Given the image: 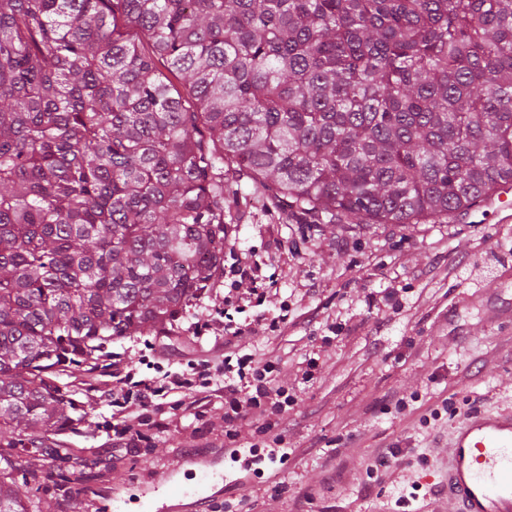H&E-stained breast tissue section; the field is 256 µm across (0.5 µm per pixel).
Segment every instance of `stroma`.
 I'll return each instance as SVG.
<instances>
[{
  "instance_id": "stroma-1",
  "label": "stroma",
  "mask_w": 512,
  "mask_h": 512,
  "mask_svg": "<svg viewBox=\"0 0 512 512\" xmlns=\"http://www.w3.org/2000/svg\"><path fill=\"white\" fill-rule=\"evenodd\" d=\"M225 196L238 212L225 269L247 260L268 290L263 311L288 302L294 327L276 335L259 325L224 345L198 327L224 299L213 289L166 334H134L112 350L142 378L192 360L222 366L230 348L275 361L276 380L297 393L280 440L257 448L246 434L230 453L224 401L213 397L203 416L177 412L168 433L122 448L109 429L111 396L84 392L86 421L68 440L95 449L98 468L51 482L46 512H82L84 499L90 512H139L147 498L177 512L186 490L208 496V512H432L457 417L512 407V221L477 206L445 224L306 225L249 180ZM312 358L319 370L306 383ZM395 392L405 409L386 405ZM388 449L389 468L367 472L373 451ZM198 453L216 469L211 486L183 462Z\"/></svg>"
}]
</instances>
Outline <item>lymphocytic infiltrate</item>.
I'll return each mask as SVG.
<instances>
[{"instance_id": "obj_1", "label": "lymphocytic infiltrate", "mask_w": 512, "mask_h": 512, "mask_svg": "<svg viewBox=\"0 0 512 512\" xmlns=\"http://www.w3.org/2000/svg\"><path fill=\"white\" fill-rule=\"evenodd\" d=\"M224 305L207 314L204 329L219 326L225 335L238 337L251 332V324L235 321V313L241 312L239 290L242 281L250 279L249 268L235 270ZM213 367L201 360L189 364L187 369L165 375L161 379H136L132 366L123 361L112 364V383L108 390L112 395V438L116 444L128 447L145 441L152 435L168 431L169 422L165 411L188 410L198 406L201 396L211 388H219L224 395V438L228 444H236L243 432L264 437L277 428L290 406L296 400L295 393L287 384L278 383L274 377L276 364L250 354L225 361L224 380L215 384ZM260 414L261 424H253L252 414Z\"/></svg>"}]
</instances>
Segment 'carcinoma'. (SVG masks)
<instances>
[{"mask_svg": "<svg viewBox=\"0 0 512 512\" xmlns=\"http://www.w3.org/2000/svg\"><path fill=\"white\" fill-rule=\"evenodd\" d=\"M243 178L311 224L467 212L512 182V0H0V512L97 466L61 378L218 283Z\"/></svg>", "mask_w": 512, "mask_h": 512, "instance_id": "carcinoma-1", "label": "carcinoma"}]
</instances>
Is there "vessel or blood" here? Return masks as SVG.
Instances as JSON below:
<instances>
[{"instance_id": "1", "label": "vessel or blood", "mask_w": 512, "mask_h": 512, "mask_svg": "<svg viewBox=\"0 0 512 512\" xmlns=\"http://www.w3.org/2000/svg\"><path fill=\"white\" fill-rule=\"evenodd\" d=\"M447 454L438 512H512V410L467 412L453 429Z\"/></svg>"}]
</instances>
